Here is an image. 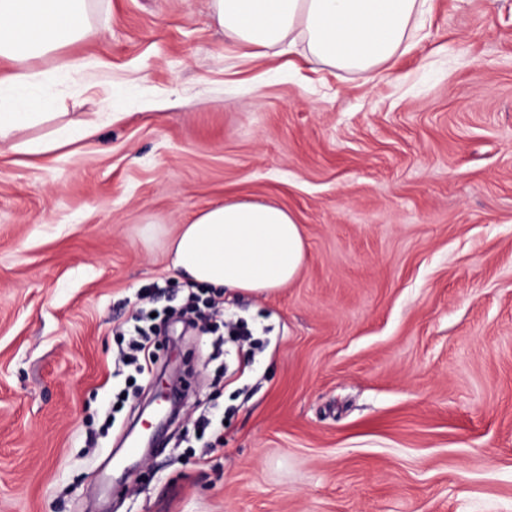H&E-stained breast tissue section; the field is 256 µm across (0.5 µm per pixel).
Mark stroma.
I'll return each mask as SVG.
<instances>
[{"label":"stroma","instance_id":"1","mask_svg":"<svg viewBox=\"0 0 512 512\" xmlns=\"http://www.w3.org/2000/svg\"><path fill=\"white\" fill-rule=\"evenodd\" d=\"M89 13L35 65L102 60L103 84L51 87L24 136L103 112L98 133L0 151V512H512V0H427L373 81L244 58L211 0ZM230 200L292 213L304 266L225 294L263 341L243 376L165 321L159 369L193 375L133 446L156 384L113 378L120 327L141 289L182 305L168 241ZM206 409L222 444L193 439Z\"/></svg>","mask_w":512,"mask_h":512}]
</instances>
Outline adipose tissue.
Segmentation results:
<instances>
[{
    "label": "adipose tissue",
    "instance_id": "ef3b65f1",
    "mask_svg": "<svg viewBox=\"0 0 512 512\" xmlns=\"http://www.w3.org/2000/svg\"><path fill=\"white\" fill-rule=\"evenodd\" d=\"M87 0H0V145L31 156L56 152L93 137L95 121L58 127L48 138L20 140L47 120L52 98L44 84L63 76L34 69L33 60L94 34ZM426 0H213V20L247 56L304 44L318 62L377 74L405 47ZM174 269L188 283L244 295L272 294L292 282L305 261V242L292 215L279 205L232 201L197 213L169 243Z\"/></svg>",
    "mask_w": 512,
    "mask_h": 512
}]
</instances>
